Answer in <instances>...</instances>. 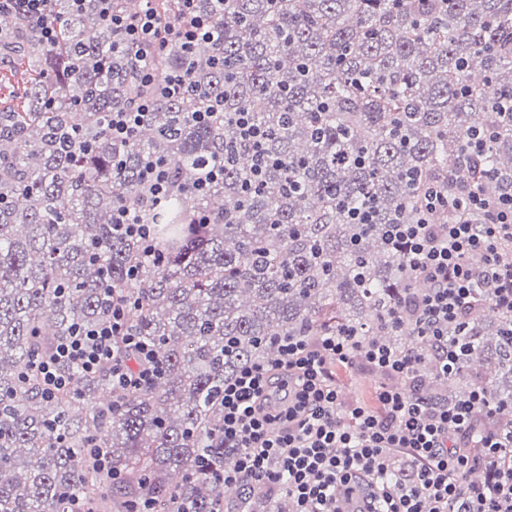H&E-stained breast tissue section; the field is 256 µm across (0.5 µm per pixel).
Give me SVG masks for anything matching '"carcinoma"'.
I'll return each mask as SVG.
<instances>
[{"instance_id": "cac0c4a2", "label": "carcinoma", "mask_w": 512, "mask_h": 512, "mask_svg": "<svg viewBox=\"0 0 512 512\" xmlns=\"http://www.w3.org/2000/svg\"><path fill=\"white\" fill-rule=\"evenodd\" d=\"M174 25L179 0H150ZM215 39L188 54L169 42L159 78L186 70L190 93L158 98L136 134L114 139L112 113L151 93L136 50L103 24L99 0L81 11L50 0L57 42L0 21V57L29 71L22 98L0 108V512H287L244 483L230 495L215 474L224 447V380L274 360L280 341L344 330L394 351L425 349L410 327L409 277L388 225L411 224L428 188L468 184L493 199L512 189V0H196ZM224 65L216 64V59ZM221 103L203 125L194 113ZM249 112L271 158L248 186L249 146L230 116ZM489 132L478 161L471 131ZM171 167L157 210L144 202L148 161ZM224 180L194 185L214 166ZM370 202L373 222L349 210ZM138 207L157 225L169 262L112 233V213ZM202 213L211 224L196 237ZM139 267L131 282L126 271ZM136 302L131 322L156 346L160 377L116 391L110 367L43 392L39 362L77 327L106 319L108 295ZM459 360L439 376L425 356L401 378L427 405L471 390L486 425L512 442V320L481 292L448 328ZM107 454L97 467L90 449Z\"/></svg>"}]
</instances>
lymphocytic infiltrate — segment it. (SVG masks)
Instances as JSON below:
<instances>
[{
	"instance_id": "f902f5d3",
	"label": "lymphocytic infiltrate",
	"mask_w": 512,
	"mask_h": 512,
	"mask_svg": "<svg viewBox=\"0 0 512 512\" xmlns=\"http://www.w3.org/2000/svg\"><path fill=\"white\" fill-rule=\"evenodd\" d=\"M111 2L100 0L101 19L143 56L138 76L151 89L134 107L113 113L112 136L125 140L141 126L156 97L178 96L187 89L186 72L158 79L152 56L172 38L192 51L213 39L214 27L196 12V0H181V19L172 26L162 25L149 10L126 16L114 11ZM47 3L0 0V18L23 20L52 43L58 29L47 20ZM234 122L241 141L252 149L250 179L260 185L270 163L266 133L249 113H236ZM439 213L448 214V223H435ZM114 229L138 239L145 256L164 263L153 225L130 208L117 209ZM388 233L401 248L409 274L427 284L411 304L416 332L440 365L453 356L448 329L468 315L475 292L512 318V261L500 253L502 240L512 239V192L491 201L471 189H444L428 199L416 223L390 225ZM476 255L482 256L481 265L472 264ZM131 311L130 301L112 299L106 320L76 329L57 344L39 365L45 391L68 386L60 370L67 363L86 374L110 366L118 390L156 381L157 351L131 330ZM354 359L379 380L375 407L342 401L332 368ZM421 362V354L375 343L352 351L351 338L342 331L313 341H283L276 359L243 366L224 383V444L239 454L232 467L217 475V483L246 482L268 499L287 494L292 512H339L340 499L357 483L372 489L379 512H512V457L501 456L497 436L486 432L481 454L466 450L465 440L487 408L484 395L474 390L454 404L429 408L389 385V378L417 373ZM486 457L493 458L494 470L491 490L484 493L467 476Z\"/></svg>"
}]
</instances>
